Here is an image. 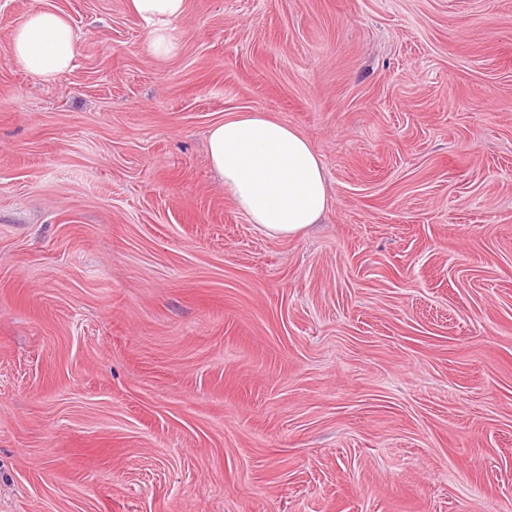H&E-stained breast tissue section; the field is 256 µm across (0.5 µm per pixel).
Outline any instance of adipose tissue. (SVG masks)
Returning a JSON list of instances; mask_svg holds the SVG:
<instances>
[{
    "instance_id": "obj_1",
    "label": "adipose tissue",
    "mask_w": 512,
    "mask_h": 512,
    "mask_svg": "<svg viewBox=\"0 0 512 512\" xmlns=\"http://www.w3.org/2000/svg\"><path fill=\"white\" fill-rule=\"evenodd\" d=\"M129 4L147 33L152 56L161 61L173 57L186 0ZM78 48L70 20L61 11L41 8L28 12L14 28L8 53L27 73L48 81L74 67ZM208 158L225 194L265 235H302L332 208L324 168L309 138L266 112H238L214 124Z\"/></svg>"
}]
</instances>
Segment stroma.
I'll list each match as a JSON object with an SVG mask.
<instances>
[{
	"instance_id": "stroma-1",
	"label": "stroma",
	"mask_w": 512,
	"mask_h": 512,
	"mask_svg": "<svg viewBox=\"0 0 512 512\" xmlns=\"http://www.w3.org/2000/svg\"><path fill=\"white\" fill-rule=\"evenodd\" d=\"M51 7L72 70L8 55ZM0 0V512H512V0ZM307 135L250 224L210 127ZM186 0H129L130 9L147 33L149 52L164 61L179 47L177 24L186 12ZM208 158L224 193L267 236L303 235L332 208L309 138L266 112H237L214 124Z\"/></svg>"
}]
</instances>
